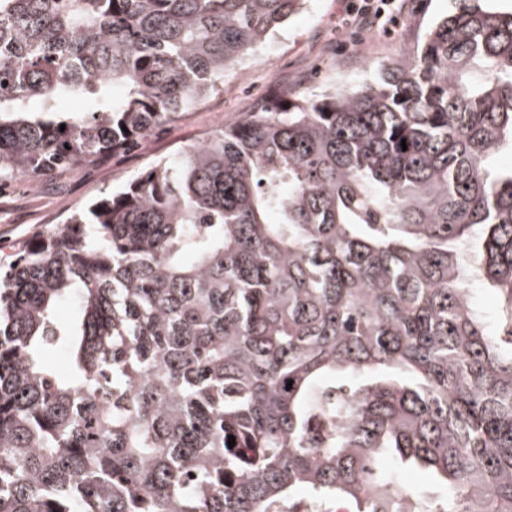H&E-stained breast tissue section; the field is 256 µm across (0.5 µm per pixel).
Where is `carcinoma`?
Here are the masks:
<instances>
[{
	"mask_svg": "<svg viewBox=\"0 0 512 512\" xmlns=\"http://www.w3.org/2000/svg\"><path fill=\"white\" fill-rule=\"evenodd\" d=\"M489 3L30 240L0 275V512H512V166L492 165L512 154V10ZM303 4L0 0V178L194 109ZM73 96L91 112L63 116ZM467 288L469 300L480 312L487 328L494 333H499L502 324L497 294L486 288L480 281L471 282ZM395 477L397 483L411 493L430 495L433 497L443 494V492L433 484L430 476L426 472L399 469Z\"/></svg>",
	"mask_w": 512,
	"mask_h": 512,
	"instance_id": "carcinoma-1",
	"label": "carcinoma"
}]
</instances>
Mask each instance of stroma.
I'll list each match as a JSON object with an SVG mask.
<instances>
[{
  "instance_id": "obj_1",
  "label": "stroma",
  "mask_w": 512,
  "mask_h": 512,
  "mask_svg": "<svg viewBox=\"0 0 512 512\" xmlns=\"http://www.w3.org/2000/svg\"><path fill=\"white\" fill-rule=\"evenodd\" d=\"M449 0H400L399 26L345 25L342 0H306L275 36L224 73V88L194 110L154 128L123 151L32 183L0 180V261L67 209L121 187L150 164L195 145L219 124L254 111L256 101L317 98L324 88L351 89L374 71L416 53L432 20Z\"/></svg>"
}]
</instances>
